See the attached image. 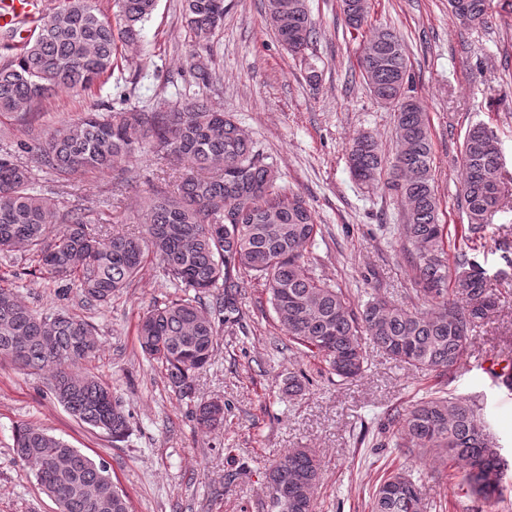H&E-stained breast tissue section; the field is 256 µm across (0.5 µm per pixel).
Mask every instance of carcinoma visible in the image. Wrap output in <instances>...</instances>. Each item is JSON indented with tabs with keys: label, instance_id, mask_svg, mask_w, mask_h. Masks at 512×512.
Here are the masks:
<instances>
[{
	"label": "carcinoma",
	"instance_id": "cac0c4a2",
	"mask_svg": "<svg viewBox=\"0 0 512 512\" xmlns=\"http://www.w3.org/2000/svg\"><path fill=\"white\" fill-rule=\"evenodd\" d=\"M113 16L97 0H62L44 13L37 34L0 66V115L26 116L58 91L86 95L114 75L117 44L137 46L157 0H113ZM469 22L487 19L489 0H464ZM267 22L288 52L305 63V80H320L307 51L317 39L307 0H263ZM369 0H341L346 24L368 22ZM224 0H183L182 18L194 43L208 48L224 23ZM361 75L370 93L394 107L397 147L387 159L370 134L353 138L349 168L362 185L378 181L397 160L387 187L399 199L396 226L414 271L415 293L431 302L425 312L376 294L355 309L341 289L316 273L307 247L320 234L302 196L277 185L278 173L234 116L204 92L212 60L191 54L198 91L182 105H136L121 91L101 112L54 128L21 145L54 182L68 184L89 171H116L147 147L162 163V186L144 197L134 231L108 233L82 208L63 209L36 188L33 166L16 153H0V255L35 251L48 278L76 285L84 302L97 305L130 287L150 256L182 295L143 315L137 340L159 365L172 390L195 393V374L211 360L224 326L241 320L244 275L265 280L268 301L289 341L312 353L343 381L364 371L362 338L395 361L425 371L449 370L467 353L473 332L498 312L500 298L483 266L468 252L448 262L447 225L440 223L427 112L407 95L409 59L395 31L378 27L364 43ZM460 204L467 237H481L488 218L505 207L499 142L478 122L461 150ZM224 295L204 302L214 288ZM97 332L87 319L57 311L34 312L11 288L0 286V356L20 369L48 374L49 389L75 418L123 442L130 415L102 380L76 372L95 355ZM205 429L224 427V406L195 407ZM395 445L410 454L435 452L446 463L453 489L499 512L505 502V462L489 437L481 408L466 399L432 393L406 413L388 418ZM14 452L58 512H132L107 464L32 424L15 430ZM321 461L308 448H292L266 472L268 487L288 484L296 495L285 512H316ZM371 512H424L419 478L397 468L383 475L371 495Z\"/></svg>",
	"mask_w": 512,
	"mask_h": 512
}]
</instances>
